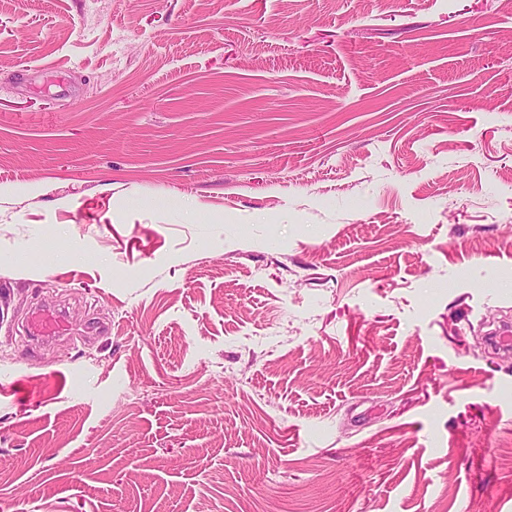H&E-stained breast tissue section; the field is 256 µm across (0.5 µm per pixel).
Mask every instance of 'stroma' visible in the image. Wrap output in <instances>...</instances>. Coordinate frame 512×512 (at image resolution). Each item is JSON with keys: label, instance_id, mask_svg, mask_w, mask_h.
<instances>
[{"label": "stroma", "instance_id": "stroma-1", "mask_svg": "<svg viewBox=\"0 0 512 512\" xmlns=\"http://www.w3.org/2000/svg\"><path fill=\"white\" fill-rule=\"evenodd\" d=\"M504 319L505 0H0V512H512ZM27 330L33 340L48 342L74 334V324L62 310L36 308L28 320Z\"/></svg>", "mask_w": 512, "mask_h": 512}]
</instances>
